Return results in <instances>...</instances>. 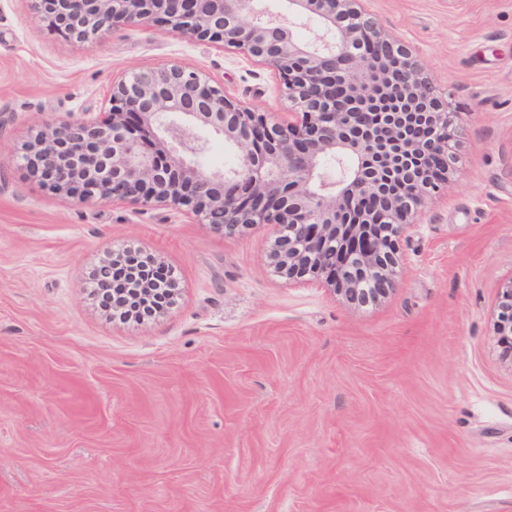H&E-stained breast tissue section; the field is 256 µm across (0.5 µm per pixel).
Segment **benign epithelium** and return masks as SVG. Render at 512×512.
Returning a JSON list of instances; mask_svg holds the SVG:
<instances>
[{"instance_id": "benign-epithelium-1", "label": "benign epithelium", "mask_w": 512, "mask_h": 512, "mask_svg": "<svg viewBox=\"0 0 512 512\" xmlns=\"http://www.w3.org/2000/svg\"><path fill=\"white\" fill-rule=\"evenodd\" d=\"M364 0H36L77 41L158 23L220 43L279 78L283 123L227 95L201 68L132 69L112 82L109 110L36 130L16 157L48 192L117 204H160L234 233L270 226V265L357 307L397 284V238L427 199L449 188L456 134L418 56L365 12ZM206 129L236 163L199 162ZM512 361V277L493 325Z\"/></svg>"}]
</instances>
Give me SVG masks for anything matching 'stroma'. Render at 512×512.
<instances>
[{
	"mask_svg": "<svg viewBox=\"0 0 512 512\" xmlns=\"http://www.w3.org/2000/svg\"><path fill=\"white\" fill-rule=\"evenodd\" d=\"M455 112L447 196L398 243L379 305L277 276L269 227L54 196L14 157L102 112L114 79L179 62L272 120L270 71L146 24L78 42L0 0V512H512V0H366ZM177 274L140 326L91 305L126 245ZM497 344L502 349L503 358L512 362V277L500 288L497 315L493 325Z\"/></svg>",
	"mask_w": 512,
	"mask_h": 512,
	"instance_id": "stroma-1",
	"label": "stroma"
}]
</instances>
